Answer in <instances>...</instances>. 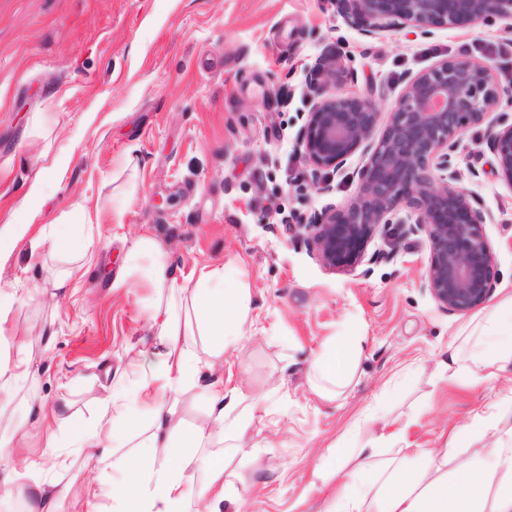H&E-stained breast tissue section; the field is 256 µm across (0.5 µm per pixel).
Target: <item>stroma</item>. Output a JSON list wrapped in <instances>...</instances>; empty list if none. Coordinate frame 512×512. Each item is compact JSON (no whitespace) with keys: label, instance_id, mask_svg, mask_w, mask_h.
Returning a JSON list of instances; mask_svg holds the SVG:
<instances>
[{"label":"stroma","instance_id":"obj_1","mask_svg":"<svg viewBox=\"0 0 512 512\" xmlns=\"http://www.w3.org/2000/svg\"><path fill=\"white\" fill-rule=\"evenodd\" d=\"M463 42L469 57L512 75V32L500 21L370 38L336 0H0V227L62 224L80 206L99 216L66 288L50 274L71 264L49 250L33 255L22 241L0 261V288L20 298L0 352L22 355L36 377L0 418L23 484L81 497L89 473L69 446V418L95 421L113 386L136 378L138 351L159 342L147 322L154 288L114 285L124 239L143 232L178 281L222 267L249 293L224 383L270 410L230 466L242 512H322L325 495L312 486L320 457L349 430L378 437L366 420L374 408L405 428V447L427 450L512 394V366L477 385L441 367L449 341L512 295V185L492 169L485 126L467 129L456 164L461 187L492 216L486 305L439 309L425 287V235L404 238L390 258L330 270L300 227L354 199L353 173L369 158L356 152L328 190L307 179L295 143L315 60L329 53L343 69L336 96L373 95L378 138L405 74L459 58ZM349 326L367 338L355 384L322 400L308 380L311 353ZM50 435L66 467L43 463Z\"/></svg>","mask_w":512,"mask_h":512}]
</instances>
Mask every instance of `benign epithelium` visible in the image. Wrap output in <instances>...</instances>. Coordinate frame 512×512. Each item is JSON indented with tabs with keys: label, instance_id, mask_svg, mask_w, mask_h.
<instances>
[{
	"label": "benign epithelium",
	"instance_id": "obj_1",
	"mask_svg": "<svg viewBox=\"0 0 512 512\" xmlns=\"http://www.w3.org/2000/svg\"><path fill=\"white\" fill-rule=\"evenodd\" d=\"M344 17L365 36L397 27L422 33L460 23L504 22L512 30V0H337ZM335 62L316 59L307 73L311 98L296 150L310 168V180L328 189V178L359 150H370L358 169L357 196L302 225L307 242L322 263L336 269L362 262L377 233L395 252L402 237L422 233L430 244L427 288L438 307L466 314L484 304L495 286L494 257L483 225L489 216L459 187L454 160L464 132L485 121L512 87L492 67L467 57L442 60L406 78L388 125L370 145L379 120L369 96L338 97L332 92ZM494 169L512 184V123L488 126ZM407 229L391 233L387 225Z\"/></svg>",
	"mask_w": 512,
	"mask_h": 512
}]
</instances>
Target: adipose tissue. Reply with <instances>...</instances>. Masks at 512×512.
Here are the masks:
<instances>
[{"mask_svg":"<svg viewBox=\"0 0 512 512\" xmlns=\"http://www.w3.org/2000/svg\"><path fill=\"white\" fill-rule=\"evenodd\" d=\"M88 213L63 226L31 231L15 225L0 232V259L8 257L19 240L30 252L50 246L56 254H82ZM148 280L167 294L166 305H154L150 326L160 336L159 347L140 352L138 380L113 387L103 405L106 418L94 425L82 420L70 424V447L85 456L93 472L83 503L74 512H191L192 502L205 512H222L239 498L224 476L226 462L245 445L244 439L261 400L229 387L223 378H201L194 356L196 335L206 336L210 367L223 366L224 356L237 351L247 321L250 300L234 287L223 269L201 271L191 285L172 276L167 257L149 234L126 243L125 265L119 282ZM190 302L197 333L183 332L179 320L183 302ZM365 338L357 329L325 342L314 353L310 373L323 397L341 394L355 378ZM448 364L478 383L512 364V297L494 306L477 335L462 345H449ZM201 387L208 402L204 422L186 427L173 407L187 385ZM224 437V451L203 454L213 432ZM137 451H130V443ZM122 479L108 483L109 472ZM201 472L205 481L192 489L189 476ZM322 485H334L323 512H512V397L500 401L497 412L478 426L452 432L443 447L415 451L411 458L384 456L373 443L343 442L327 448L317 469ZM111 485V508H104V485Z\"/></svg>","mask_w":512,"mask_h":512,"instance_id":"obj_1","label":"adipose tissue"}]
</instances>
